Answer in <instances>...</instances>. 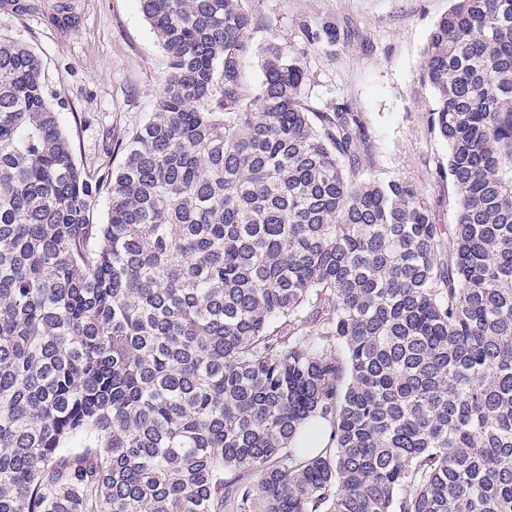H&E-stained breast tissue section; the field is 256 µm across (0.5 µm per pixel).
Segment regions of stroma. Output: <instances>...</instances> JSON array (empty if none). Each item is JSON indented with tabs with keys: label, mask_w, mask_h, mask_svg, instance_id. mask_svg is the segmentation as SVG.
Instances as JSON below:
<instances>
[{
	"label": "stroma",
	"mask_w": 512,
	"mask_h": 512,
	"mask_svg": "<svg viewBox=\"0 0 512 512\" xmlns=\"http://www.w3.org/2000/svg\"><path fill=\"white\" fill-rule=\"evenodd\" d=\"M54 0H35L29 13L0 10V34L39 57L46 89L75 160L87 168L122 162L117 141L135 133L154 111L170 74L139 0H66L75 26L51 24ZM450 0H248L263 25L252 32L255 52L246 66L261 78L260 52L276 44L295 58L307 79L303 97L315 111L349 104L372 146L364 175L402 176L423 190L440 223L453 221L452 192L437 178L448 147L428 130L433 97L419 82L423 50ZM304 23L329 24L341 35L333 45L303 43Z\"/></svg>",
	"instance_id": "35a3bbf8"
}]
</instances>
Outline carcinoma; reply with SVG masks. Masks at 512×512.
<instances>
[{
	"instance_id": "cac0c4a2",
	"label": "carcinoma",
	"mask_w": 512,
	"mask_h": 512,
	"mask_svg": "<svg viewBox=\"0 0 512 512\" xmlns=\"http://www.w3.org/2000/svg\"><path fill=\"white\" fill-rule=\"evenodd\" d=\"M244 2L140 0L170 76L96 173L0 35V512H512V0L423 52L448 226L278 46L247 84Z\"/></svg>"
}]
</instances>
